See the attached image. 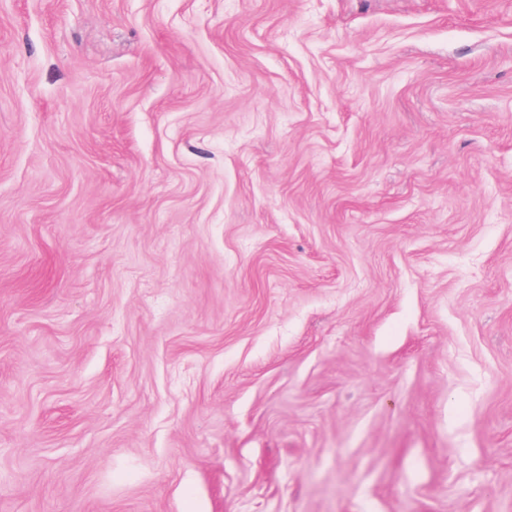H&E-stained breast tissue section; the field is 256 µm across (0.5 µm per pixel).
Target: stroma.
Masks as SVG:
<instances>
[{"label": "stroma", "mask_w": 512, "mask_h": 512, "mask_svg": "<svg viewBox=\"0 0 512 512\" xmlns=\"http://www.w3.org/2000/svg\"><path fill=\"white\" fill-rule=\"evenodd\" d=\"M0 512H512V0H0Z\"/></svg>", "instance_id": "obj_1"}]
</instances>
